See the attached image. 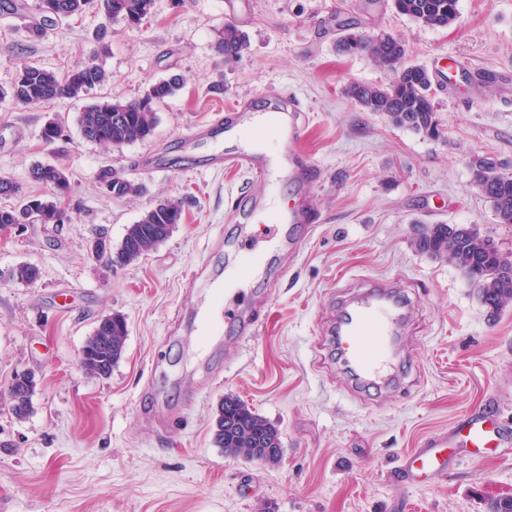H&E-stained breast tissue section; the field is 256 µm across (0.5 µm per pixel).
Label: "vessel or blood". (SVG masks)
Returning <instances> with one entry per match:
<instances>
[{"mask_svg":"<svg viewBox=\"0 0 512 512\" xmlns=\"http://www.w3.org/2000/svg\"><path fill=\"white\" fill-rule=\"evenodd\" d=\"M273 125L277 135L278 151L269 154L257 148L249 134L259 124ZM307 127L306 116L299 105L283 100L267 111H259L240 101L230 107L226 116H215L199 131L191 133L183 142L185 150L195 149L201 141L214 144L209 166L247 174L250 179L272 183L276 171L287 172L292 184L307 189L315 175L314 165L301 151V142ZM268 213L267 240L258 243L252 225L258 214ZM239 235L235 248L240 261L229 273L232 280L250 282L257 274L266 279L284 278L288 266L281 258L299 252L313 230V218L307 207L294 205L285 209L267 211L264 204L245 209L237 208ZM211 305H223L224 321L242 335L254 334L257 320L253 310L245 303L224 304L219 292H211ZM401 305L391 293L380 289L348 305L338 306L336 312V344L342 352L344 363L354 374V392L381 388L390 378L391 351ZM461 437L464 444L488 448L503 440V433L488 425L485 410L471 413L469 420L452 428L450 433H440L428 439L406 463L416 477L445 474L448 458L444 449L450 436Z\"/></svg>","mask_w":512,"mask_h":512,"instance_id":"1","label":"vessel or blood"}]
</instances>
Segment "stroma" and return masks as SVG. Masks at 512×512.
I'll return each mask as SVG.
<instances>
[{"label":"stroma","instance_id":"obj_1","mask_svg":"<svg viewBox=\"0 0 512 512\" xmlns=\"http://www.w3.org/2000/svg\"><path fill=\"white\" fill-rule=\"evenodd\" d=\"M36 17L38 0H27ZM236 25L249 49L225 61L215 48L227 23L224 0H155L140 27L106 23L94 7L29 38L27 18L0 13V86L39 65L80 67L103 25L98 58L110 82L37 108L0 104V177L34 195V163L64 167L72 184L66 224H15L0 231V512H488L512 495V444L452 448L446 476L409 483L402 470L429 437L479 406L512 430V306L490 313L457 268L415 246L421 224H463L512 255V224L498 223L473 185L470 157L512 172V0H459L460 18L431 28L368 0H239ZM384 28L412 61L445 71L434 102L442 134L428 138L363 111L349 83L382 84L388 72L339 51V25ZM184 80L156 104L153 135L118 148L86 141L78 125L90 103L143 96L156 80ZM280 91L308 113L304 155L322 172L313 183L315 227L288 276L247 294L259 318L254 336L232 330L202 344L196 309L205 290L190 279L207 267L226 274L237 226L228 217L241 189H267L242 173L180 162L140 176L147 191L107 197L95 176L109 165L130 177L141 156L170 150L192 128L235 102L269 104ZM61 115L67 141L45 146L41 130ZM281 203L299 197L288 181ZM164 199L183 203L171 236L137 263L113 271L91 252L107 233ZM32 263L31 285L4 270ZM397 278L410 302L394 351L396 386L352 394L332 340L322 339L336 285L359 293ZM128 323L124 355L102 379L79 365L98 319ZM34 374L33 411L11 415L3 398L15 374ZM202 387L195 402L187 392ZM233 396L280 432L273 464L227 455L213 442L220 398Z\"/></svg>","mask_w":512,"mask_h":512}]
</instances>
